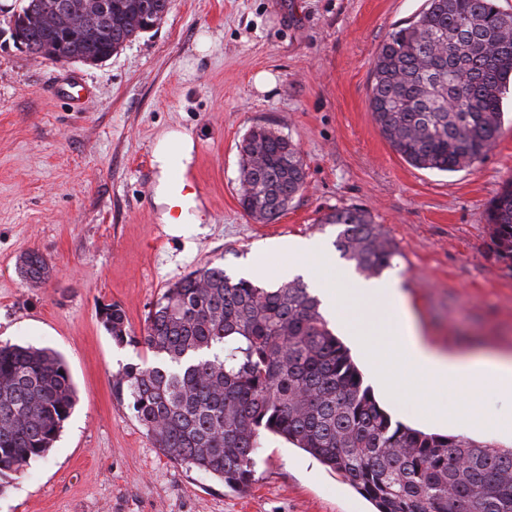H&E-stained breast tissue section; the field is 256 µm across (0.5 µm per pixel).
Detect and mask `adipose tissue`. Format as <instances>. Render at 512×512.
Returning a JSON list of instances; mask_svg holds the SVG:
<instances>
[{
  "label": "adipose tissue",
  "mask_w": 512,
  "mask_h": 512,
  "mask_svg": "<svg viewBox=\"0 0 512 512\" xmlns=\"http://www.w3.org/2000/svg\"><path fill=\"white\" fill-rule=\"evenodd\" d=\"M193 150L190 134L178 130L162 133L154 150L158 221L170 225L172 234L177 236H188V211L196 201L193 195H180L172 171L187 168ZM320 296L329 318L351 336L381 380H389L392 362L406 356L427 388L454 391L455 409L436 406V422L449 424L463 417L472 428L495 427V418L482 410L480 395L490 388L512 397V358L438 353L423 339L400 288L390 281H358L350 298L340 297L335 289L324 286Z\"/></svg>",
  "instance_id": "obj_1"
}]
</instances>
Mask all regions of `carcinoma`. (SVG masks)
I'll return each instance as SVG.
<instances>
[{
  "label": "carcinoma",
  "instance_id": "1",
  "mask_svg": "<svg viewBox=\"0 0 512 512\" xmlns=\"http://www.w3.org/2000/svg\"><path fill=\"white\" fill-rule=\"evenodd\" d=\"M44 2L21 0L8 32L14 45L52 62L116 53L146 21L144 0H112L105 40L80 41L42 25ZM511 89L512 13L496 0H425L376 51L368 101L406 162L455 172L495 147ZM238 166L239 203L256 219L278 217L304 190L298 145L265 125L242 138ZM321 223L338 226L334 247L355 271L392 267L395 246L367 209H332ZM488 224L492 250L512 268L511 179L492 201ZM19 272L35 284L52 277L35 252ZM102 321L115 342L141 344L155 357L126 367L113 386L174 463L244 490L269 434L342 475L377 512H512V448L393 420L300 278L266 286L206 266L163 290L144 336L130 335L117 303L104 307ZM76 402L56 352L0 344V481L49 454Z\"/></svg>",
  "mask_w": 512,
  "mask_h": 512
}]
</instances>
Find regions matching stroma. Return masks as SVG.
<instances>
[{
  "label": "stroma",
  "mask_w": 512,
  "mask_h": 512,
  "mask_svg": "<svg viewBox=\"0 0 512 512\" xmlns=\"http://www.w3.org/2000/svg\"><path fill=\"white\" fill-rule=\"evenodd\" d=\"M15 0H0V343L58 351L78 401L47 458L0 491V512H374L341 475L278 438L255 455L246 492L168 460L112 389L130 364L100 309L119 303L144 336L165 286L205 265L278 283L288 248L331 246L332 208L363 207L396 247L392 269L427 343L449 353H512V268L490 248L488 208L512 178V114L473 168L412 167L381 134L368 104L372 60L424 0H172L153 29L96 66L55 63L3 36ZM274 77L267 91L257 74ZM89 89L80 109L70 81ZM265 124L290 136L307 173L279 218L260 222L238 202L237 145ZM168 129L194 140L188 172L201 221L190 237L157 220L153 152ZM35 251L53 268L35 285L16 263ZM379 404L403 424L512 446V399L485 390L500 419L433 423L452 390L390 399L354 354Z\"/></svg>",
  "instance_id": "35a3bbf8"
}]
</instances>
